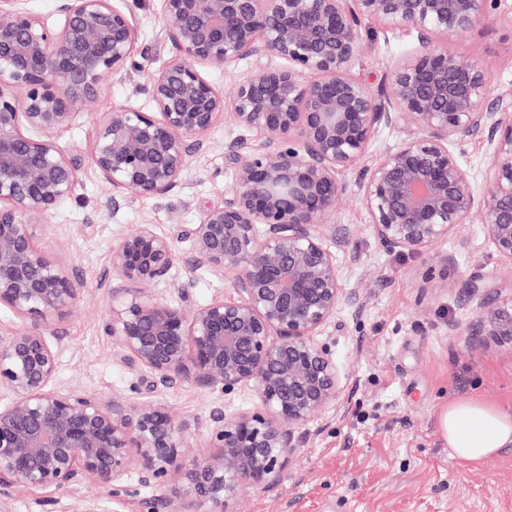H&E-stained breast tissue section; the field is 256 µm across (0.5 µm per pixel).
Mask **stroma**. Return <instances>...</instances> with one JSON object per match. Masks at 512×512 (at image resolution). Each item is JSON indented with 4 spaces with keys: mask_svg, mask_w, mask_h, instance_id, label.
<instances>
[{
    "mask_svg": "<svg viewBox=\"0 0 512 512\" xmlns=\"http://www.w3.org/2000/svg\"><path fill=\"white\" fill-rule=\"evenodd\" d=\"M124 5L139 22V44L147 56L106 77L99 95L78 106L59 135V144L79 164L78 181L72 199L36 225L34 245L72 266L83 285L80 297L49 326L59 347L57 385L102 399L121 393L138 400L148 395L145 381L122 365L118 346L103 331L106 289L120 285L112 269V240L136 225H154L174 235L173 275L193 281V303L230 294L235 269L191 266L190 242L181 233L196 223L201 207L223 203L232 185L224 145L240 132L231 114L220 115L193 155L181 189L161 198H126L111 216H103L107 187L87 161L98 123L121 105L148 108L139 87L176 59L162 32V0H124ZM362 42L350 74L377 91L386 84L392 61L416 47L417 34L369 23ZM447 46L486 67L494 85L512 86V13L480 22ZM402 137L400 130L381 129L346 174L348 190L336 202L335 223L345 238L334 249L343 298L323 338L333 346L342 392L335 406L302 429L283 477L244 488L234 512H512V447L487 460L459 462L451 459L439 427L441 410L453 398L512 404V350L448 331L450 324H466L477 315L471 283L483 284L482 295L490 302L512 293V263L492 251L476 224L464 225L447 243L422 254H399L379 242L359 200L360 183ZM157 396L192 422L198 455L207 452L214 404L230 412L256 406L247 387L226 395L185 382L158 390ZM179 483L174 470L158 487L142 485L134 474L116 491L14 486L0 492V512H80L87 501L97 512H165L163 501Z\"/></svg>",
    "mask_w": 512,
    "mask_h": 512,
    "instance_id": "1",
    "label": "stroma"
}]
</instances>
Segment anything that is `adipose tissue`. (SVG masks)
<instances>
[{
  "mask_svg": "<svg viewBox=\"0 0 512 512\" xmlns=\"http://www.w3.org/2000/svg\"><path fill=\"white\" fill-rule=\"evenodd\" d=\"M440 428L454 458L478 461L512 447V408L478 399L450 401Z\"/></svg>",
  "mask_w": 512,
  "mask_h": 512,
  "instance_id": "obj_1",
  "label": "adipose tissue"
}]
</instances>
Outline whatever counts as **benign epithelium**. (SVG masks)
<instances>
[{"instance_id": "7a95c632", "label": "benign epithelium", "mask_w": 512, "mask_h": 512, "mask_svg": "<svg viewBox=\"0 0 512 512\" xmlns=\"http://www.w3.org/2000/svg\"><path fill=\"white\" fill-rule=\"evenodd\" d=\"M59 22L25 0H0V308L21 324L0 336V487L72 492L87 482L117 490L135 471L182 484L167 512H233L245 484L278 481L298 431L336 404L339 368L318 339L343 288L327 239L336 199L382 128L405 136L367 171L360 202L389 250L424 253L464 224L481 226L491 249L512 262L511 92L494 93L490 72L448 50L505 0H163L162 31L179 59L138 93L154 111L130 106L99 123L89 160L116 194L165 196L183 185L190 158L228 107L252 140L224 157L232 190L200 209L185 230L195 268L237 270L232 294L186 312L192 284L170 278L174 237L141 224L112 241L105 335L150 391L191 381L229 393L249 385L253 411L209 414V447L195 456L191 425L160 399L101 400L55 385L58 351L46 326L82 292L64 262L33 245L36 221L71 199L78 168L57 141L105 76L135 64L140 28L114 0H56ZM407 26L418 47L395 60L377 96L350 75L362 26ZM283 61L238 78L229 96L203 75L230 72L250 56ZM311 74L314 79L305 80ZM22 88L25 96L16 98ZM483 138V183L459 144ZM173 290L179 302L164 292ZM454 336H482L512 350V295L478 303L477 318Z\"/></svg>"}]
</instances>
